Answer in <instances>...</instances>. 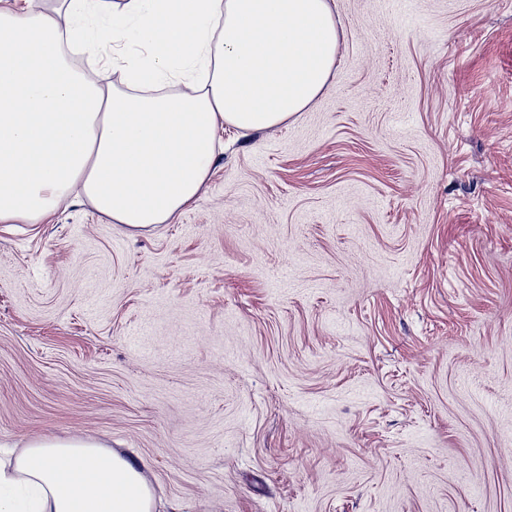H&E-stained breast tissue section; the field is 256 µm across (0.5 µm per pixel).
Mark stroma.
Masks as SVG:
<instances>
[{"label":"stroma","mask_w":512,"mask_h":512,"mask_svg":"<svg viewBox=\"0 0 512 512\" xmlns=\"http://www.w3.org/2000/svg\"><path fill=\"white\" fill-rule=\"evenodd\" d=\"M336 0L323 94L170 224H0V444L179 512H512V0Z\"/></svg>","instance_id":"obj_1"}]
</instances>
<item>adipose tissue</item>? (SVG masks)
Returning <instances> with one entry per match:
<instances>
[{
	"label": "adipose tissue",
	"mask_w": 512,
	"mask_h": 512,
	"mask_svg": "<svg viewBox=\"0 0 512 512\" xmlns=\"http://www.w3.org/2000/svg\"><path fill=\"white\" fill-rule=\"evenodd\" d=\"M0 9V223L36 224L89 203L146 229L194 201L223 149L221 126L261 131L327 86L339 36L333 0H61ZM140 46L122 59L129 91L82 26L89 13ZM79 43L93 70L71 65ZM177 80L166 95L148 87ZM127 456L81 437L30 441L0 462V512H158Z\"/></svg>",
	"instance_id": "obj_1"
}]
</instances>
